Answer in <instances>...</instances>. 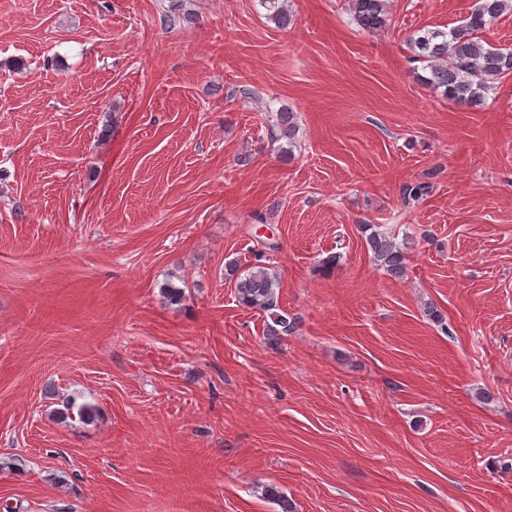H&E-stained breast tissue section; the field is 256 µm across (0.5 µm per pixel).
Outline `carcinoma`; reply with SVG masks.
<instances>
[{
    "mask_svg": "<svg viewBox=\"0 0 512 512\" xmlns=\"http://www.w3.org/2000/svg\"><path fill=\"white\" fill-rule=\"evenodd\" d=\"M267 5L268 20L280 28L288 27L286 0H262ZM347 10L353 21L364 31H375L387 26V0H347ZM512 10V0H478L475 10L458 25L443 30H427L410 38L409 48L415 61L426 63L428 75L419 81L441 92L450 100L479 105L484 94L496 80L512 73V51L496 48L482 41L480 33L502 14ZM430 186L422 183L406 184L402 189L405 201L417 202L427 195ZM365 242L374 261L388 275L399 277L406 270L407 253L402 244L380 232L372 224L361 226ZM226 275L234 280L236 298L251 309L270 313L266 336L274 346L281 337L294 329L288 316L274 313L278 303L279 283L269 268L257 265L245 274L230 261ZM263 498L276 503L281 512H293L288 498L274 484L261 486Z\"/></svg>",
    "mask_w": 512,
    "mask_h": 512,
    "instance_id": "obj_1",
    "label": "carcinoma"
}]
</instances>
